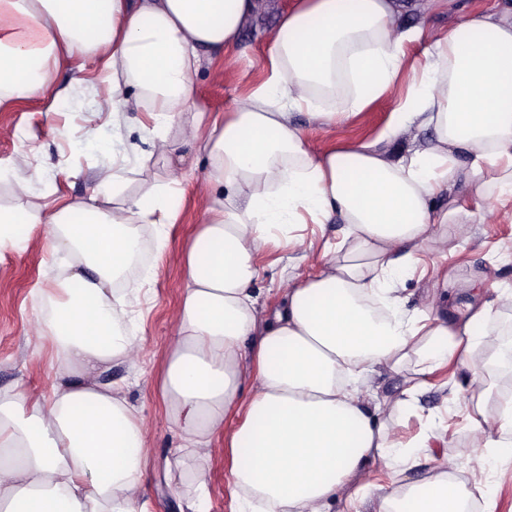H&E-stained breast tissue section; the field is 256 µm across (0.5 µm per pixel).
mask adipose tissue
Masks as SVG:
<instances>
[{"instance_id":"adipose-tissue-1","label":"adipose tissue","mask_w":512,"mask_h":512,"mask_svg":"<svg viewBox=\"0 0 512 512\" xmlns=\"http://www.w3.org/2000/svg\"><path fill=\"white\" fill-rule=\"evenodd\" d=\"M448 2L290 0L266 80L219 122L196 106L193 76L203 58L235 48L270 0H0V110L36 98L56 111L67 95L60 65L91 57L108 87L100 111L116 123L134 109L155 113L150 155L169 160L187 143L207 157L206 219L186 252L162 385L179 440L169 469L203 471L215 436L228 434L239 512H334L340 501L352 512H471L474 492L447 453L398 441L392 413L414 408L420 384L396 402L379 399L367 378L380 367L411 364L427 376L460 365L477 399L475 440L512 461V398L493 399L477 352L492 311H512V289L484 298L476 275L459 283L464 302L432 292L418 318L404 314L397 288L418 249L448 245L436 195L462 180L477 196L512 198V6L432 36L401 21ZM422 39L423 63L406 66V44ZM401 83L399 121L379 141L315 153L293 119L355 116ZM415 124L434 126V145L384 149ZM35 154L19 150L5 166L27 201L0 205V250L43 225L57 274L34 298L58 381L42 399L0 396V512H149L145 417L98 376L143 355L114 283L142 225L177 221L183 189L172 181L125 194L128 170L116 163L83 199L51 209L29 199L43 176ZM336 216L346 226L341 257L295 230ZM278 241L322 260L263 315L249 291L254 260ZM391 460L402 476L434 470L381 495L372 466Z\"/></svg>"}]
</instances>
